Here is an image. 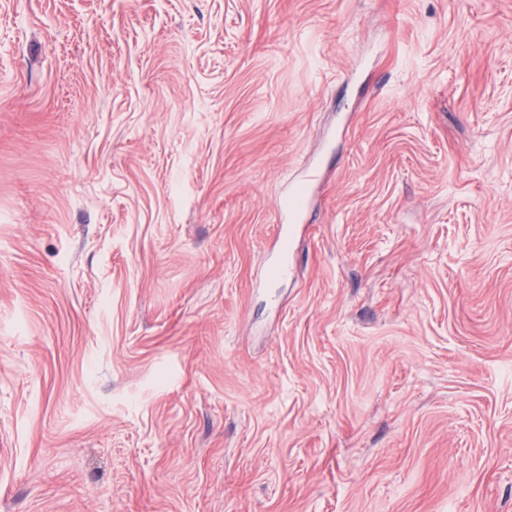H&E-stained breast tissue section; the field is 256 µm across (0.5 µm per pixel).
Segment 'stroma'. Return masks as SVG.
Masks as SVG:
<instances>
[{"label": "stroma", "instance_id": "obj_1", "mask_svg": "<svg viewBox=\"0 0 512 512\" xmlns=\"http://www.w3.org/2000/svg\"><path fill=\"white\" fill-rule=\"evenodd\" d=\"M0 512H512V0H0Z\"/></svg>", "mask_w": 512, "mask_h": 512}]
</instances>
